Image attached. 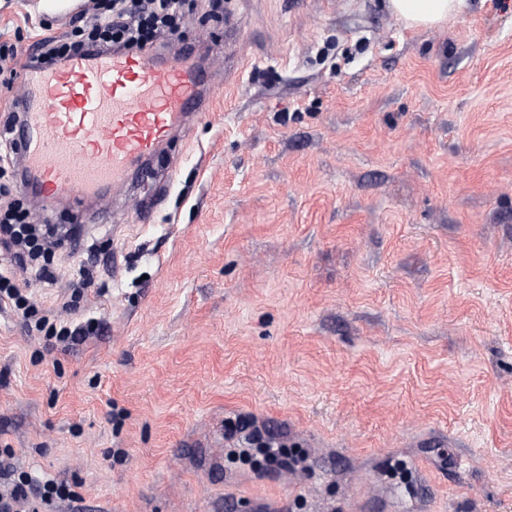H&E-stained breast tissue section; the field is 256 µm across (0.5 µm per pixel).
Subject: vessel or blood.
Returning a JSON list of instances; mask_svg holds the SVG:
<instances>
[{"label":"vessel or blood","instance_id":"1","mask_svg":"<svg viewBox=\"0 0 512 512\" xmlns=\"http://www.w3.org/2000/svg\"><path fill=\"white\" fill-rule=\"evenodd\" d=\"M201 82L188 58L143 51L86 54L30 75L11 134L43 201L98 197L155 157L175 128L207 112Z\"/></svg>","mask_w":512,"mask_h":512}]
</instances>
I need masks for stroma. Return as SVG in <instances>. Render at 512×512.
<instances>
[{"mask_svg": "<svg viewBox=\"0 0 512 512\" xmlns=\"http://www.w3.org/2000/svg\"><path fill=\"white\" fill-rule=\"evenodd\" d=\"M0 0V43L71 32ZM243 30L224 78V25ZM210 109L0 304V444L57 512H512V0L407 29L387 0H190ZM154 199L148 217L140 201ZM101 248L79 311L70 270ZM300 449L256 470L226 424ZM27 288H21L15 280L14 271L11 269L0 270V302L7 299L12 303L17 311H20L26 324L31 328L34 321L36 330L43 332L50 339H56L59 342H66L74 339L75 336H82L95 327V322L91 319L85 322L81 327L71 329L67 325L53 324L47 315L42 314L36 303L32 301Z\"/></svg>", "mask_w": 512, "mask_h": 512, "instance_id": "stroma-1", "label": "stroma"}]
</instances>
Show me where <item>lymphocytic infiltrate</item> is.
I'll return each instance as SVG.
<instances>
[{
    "instance_id": "lymphocytic-infiltrate-1",
    "label": "lymphocytic infiltrate",
    "mask_w": 512,
    "mask_h": 512,
    "mask_svg": "<svg viewBox=\"0 0 512 512\" xmlns=\"http://www.w3.org/2000/svg\"><path fill=\"white\" fill-rule=\"evenodd\" d=\"M185 16V0H92L78 22L83 38L68 42L56 36L42 39L34 52L23 54L16 46L0 45V73H17L64 66L72 57L89 50L99 52L149 50L174 35ZM29 213L17 200L0 203V230L26 248L30 258L25 272L30 280L52 282L56 270L42 258L38 238L28 229ZM8 300L26 322L48 338L60 342L86 334L94 321L71 328L50 322L27 289L21 288L11 269L0 270V301ZM13 448L0 447V512H52L57 504L78 499L74 484L65 480H39L12 462Z\"/></svg>"
}]
</instances>
